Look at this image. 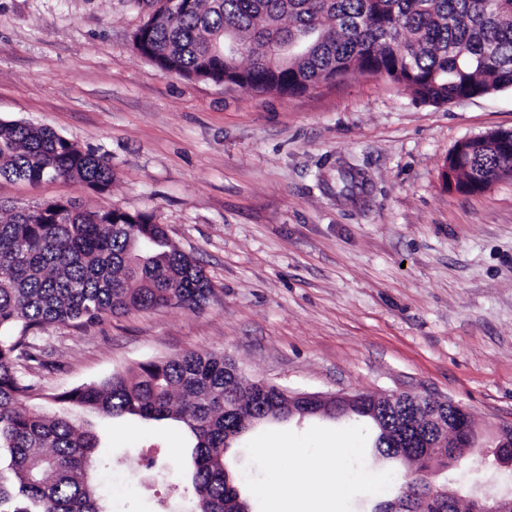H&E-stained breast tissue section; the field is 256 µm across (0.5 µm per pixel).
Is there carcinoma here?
Instances as JSON below:
<instances>
[{
	"instance_id": "cac0c4a2",
	"label": "carcinoma",
	"mask_w": 512,
	"mask_h": 512,
	"mask_svg": "<svg viewBox=\"0 0 512 512\" xmlns=\"http://www.w3.org/2000/svg\"><path fill=\"white\" fill-rule=\"evenodd\" d=\"M140 51L187 79L242 89L301 94L353 71L384 78L423 103L444 105L512 90V0H156L139 28ZM273 44L294 45L288 61ZM448 189L485 190L512 176V135L457 144ZM71 179L95 192L112 185V166L47 128L0 121V181ZM212 295L195 258L146 214L88 210L72 200L0 209V512H112L91 473L99 435L69 410L145 422L172 420L194 438L196 512H243L224 456L264 421L276 400L248 385L236 362L186 352L139 363L100 381L50 395L43 412L35 385L17 367L40 359L35 340L50 325L92 326L108 315L150 308L195 310ZM375 447L393 410L373 417ZM512 500L472 499L448 512H481Z\"/></svg>"
}]
</instances>
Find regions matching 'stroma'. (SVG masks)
<instances>
[{
    "label": "stroma",
    "instance_id": "obj_1",
    "mask_svg": "<svg viewBox=\"0 0 512 512\" xmlns=\"http://www.w3.org/2000/svg\"><path fill=\"white\" fill-rule=\"evenodd\" d=\"M151 0H0V120L49 128L107 156L103 194L74 180L0 183V200L153 215L202 266L200 310L52 325L24 376L53 393L150 360L231 356L245 377L293 392L431 393L467 407L485 441L430 479L462 496L512 495V466L489 445L512 423V177L480 193L448 190L461 140L512 128V91L448 105L359 72L302 94L190 81L133 49ZM359 171L354 195L338 173ZM103 436L97 474L112 512H190L189 451L177 424L89 415ZM354 448L343 512H373L406 471L379 458L372 422L323 417L253 429L230 458L250 512L287 460L285 440L317 456L337 434Z\"/></svg>",
    "mask_w": 512,
    "mask_h": 512
}]
</instances>
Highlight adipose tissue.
<instances>
[{
    "label": "adipose tissue",
    "instance_id": "adipose-tissue-1",
    "mask_svg": "<svg viewBox=\"0 0 512 512\" xmlns=\"http://www.w3.org/2000/svg\"><path fill=\"white\" fill-rule=\"evenodd\" d=\"M350 445L349 435L340 434L316 458L303 449H289L291 467L270 494L269 512H340L339 491L347 480L341 459Z\"/></svg>",
    "mask_w": 512,
    "mask_h": 512
}]
</instances>
